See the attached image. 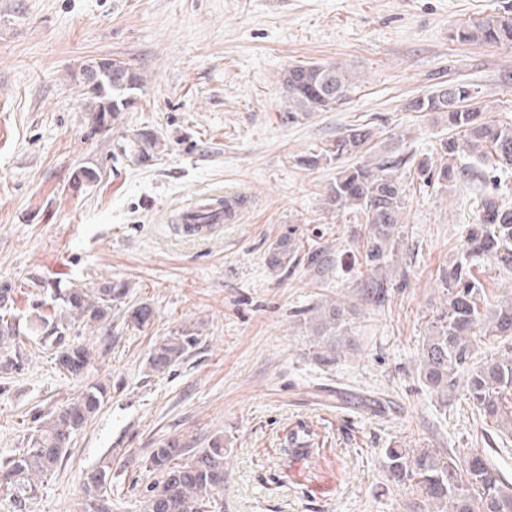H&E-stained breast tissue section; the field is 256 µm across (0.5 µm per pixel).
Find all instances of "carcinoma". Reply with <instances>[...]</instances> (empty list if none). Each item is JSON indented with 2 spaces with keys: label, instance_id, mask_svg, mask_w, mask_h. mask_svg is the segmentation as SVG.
Returning a JSON list of instances; mask_svg holds the SVG:
<instances>
[{
  "label": "carcinoma",
  "instance_id": "1",
  "mask_svg": "<svg viewBox=\"0 0 512 512\" xmlns=\"http://www.w3.org/2000/svg\"><path fill=\"white\" fill-rule=\"evenodd\" d=\"M452 39L480 45H512V15L489 14L454 28ZM118 81L114 73H98L100 84L87 93L86 111L93 122L105 129L119 112L133 102L144 83L131 65ZM356 85V76L337 63L307 62L288 66L283 73L284 102L288 118L306 117L342 105ZM441 83L415 97L408 107L414 112H431L448 123L455 136L442 142L441 159L418 166L424 181L448 184L456 180L482 179L492 184L480 196L478 219L465 227L463 241L448 268L441 271L443 298L429 317L428 334L421 347L419 380L434 393L443 411L448 397L463 388V396L476 407L479 416L493 428L512 437V347L499 356H479V342L486 336L512 339V300L491 301L479 277L480 267L490 262L501 272L512 274V208L500 204L498 179L512 176V123L501 124L474 110L465 102L475 99L467 84L448 85V96L458 97V105L437 95ZM372 133L354 125L322 148L318 159L338 161L360 152ZM160 138L145 130L129 145L139 163L153 159ZM470 159L463 163L461 159ZM403 159L392 158L346 167L336 174L329 188V202L338 210L356 209L369 224L362 283L366 302L381 307L388 301L392 279L382 275L396 258L402 242L406 189L397 176ZM318 276L336 267V252L327 246L302 255L298 229L288 227L269 249L266 262L278 271L301 262ZM39 294L49 299L33 302L35 329L40 344L54 351L56 368L73 378L83 376L94 360V350L79 337L91 327L123 311L124 322L143 330L153 321L146 304L128 305L129 286L105 281L92 287L33 282ZM15 287L0 284V344L12 350L0 354V371L5 374L24 369L27 353L21 348L20 328L14 313ZM351 308L338 300L312 307L306 331L316 342L315 358L324 365L336 362L354 348L346 334ZM197 342L192 329L173 332L153 342L146 365L163 372L180 363ZM111 398L110 384L96 381L86 385L71 401L47 413V419L32 427L26 446L0 460V491L16 508L25 512L37 497L39 480L55 471L65 457L70 438L82 430ZM149 470L160 480L149 490L141 512H211L217 507L215 495L224 487V439L213 438L206 448H191L172 437L149 456ZM384 468L397 485L415 483L423 502L435 512H512V493L502 475L476 448L453 456L440 448H387ZM84 497L79 512H109L112 496V458L91 469L83 482Z\"/></svg>",
  "mask_w": 512,
  "mask_h": 512
}]
</instances>
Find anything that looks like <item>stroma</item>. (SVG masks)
Returning a JSON list of instances; mask_svg holds the SVG:
<instances>
[{
    "instance_id": "35a3bbf8",
    "label": "stroma",
    "mask_w": 512,
    "mask_h": 512,
    "mask_svg": "<svg viewBox=\"0 0 512 512\" xmlns=\"http://www.w3.org/2000/svg\"><path fill=\"white\" fill-rule=\"evenodd\" d=\"M504 11L512 0H0V283L18 290L17 318L31 315L26 285L37 278L125 281L128 302L154 311L142 331L119 317L84 330L106 354L82 379L58 372L36 344L21 372L0 374V456L85 384L112 385L29 512H76L85 471L107 455L112 512H139L154 480L148 456L172 437L204 448L223 436L221 512H425L416 487L388 479L389 447L477 448L512 485V437L496 436L462 397L440 408L418 378L439 272L484 186L421 180L417 160H439L448 127L407 108L440 74L473 85L490 118L511 120L512 47L450 37L455 25ZM97 58L124 60L144 78L137 104L103 131L75 79ZM310 61L352 68L357 86L336 109L292 122L280 80ZM357 124L374 132L364 151L300 165ZM143 129L165 148L139 164L123 148ZM389 153L410 160L404 241L390 269L406 285L377 308L359 296L365 219L327 195L339 169ZM82 167L99 178L73 187ZM216 188L248 197L238 219L205 239L178 232L174 209ZM291 225L304 248L336 251L320 281L268 267ZM330 298L356 306L355 348L322 366L303 322ZM182 326L196 328L197 344L170 371L151 372L153 339ZM303 428L312 453L289 455Z\"/></svg>"
}]
</instances>
